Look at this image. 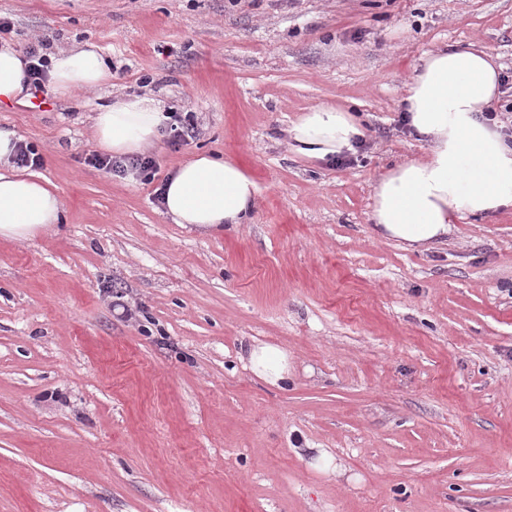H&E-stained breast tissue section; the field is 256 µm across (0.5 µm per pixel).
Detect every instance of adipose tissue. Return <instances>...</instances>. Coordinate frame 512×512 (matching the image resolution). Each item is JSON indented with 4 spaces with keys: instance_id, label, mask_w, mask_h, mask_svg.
<instances>
[{
    "instance_id": "obj_1",
    "label": "adipose tissue",
    "mask_w": 512,
    "mask_h": 512,
    "mask_svg": "<svg viewBox=\"0 0 512 512\" xmlns=\"http://www.w3.org/2000/svg\"><path fill=\"white\" fill-rule=\"evenodd\" d=\"M111 80L95 44L50 57L47 84L57 97L95 91ZM29 90L22 52L12 41H0V106L22 102ZM500 93V67L487 49L449 46L424 53L402 103L408 126L426 140L428 154L395 163L374 183L370 220L381 238L426 249L447 237L458 220L512 210V140L489 114ZM167 120L162 103L132 95L98 110L93 137L106 153L133 156L157 142ZM362 135L351 107L330 103L308 108L289 129L293 151L313 161L354 152ZM18 142L15 132L0 129V240L15 242L54 230L63 215L51 182L13 163ZM164 189L166 215L208 235L237 231L258 193L239 163L207 153L180 164ZM246 359L266 383H287L286 351L253 344Z\"/></svg>"
}]
</instances>
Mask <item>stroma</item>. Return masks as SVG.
Here are the masks:
<instances>
[{"instance_id": "35a3bbf8", "label": "stroma", "mask_w": 512, "mask_h": 512, "mask_svg": "<svg viewBox=\"0 0 512 512\" xmlns=\"http://www.w3.org/2000/svg\"><path fill=\"white\" fill-rule=\"evenodd\" d=\"M18 48L96 44L112 84L0 107L63 199L58 231L0 241V512H512V212L411 251L380 239L373 183L425 142L401 118L424 52L503 67L512 0H0ZM194 113L152 184L84 164L119 95ZM363 115L347 160L294 154L303 110ZM240 162L247 224H175L158 183ZM139 309L126 320L116 299ZM288 353L286 388L243 344Z\"/></svg>"}]
</instances>
